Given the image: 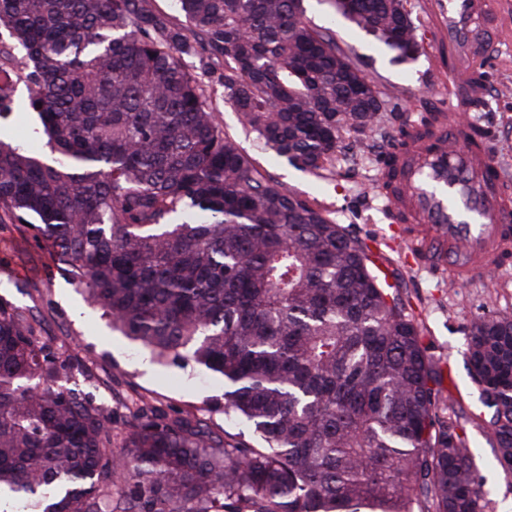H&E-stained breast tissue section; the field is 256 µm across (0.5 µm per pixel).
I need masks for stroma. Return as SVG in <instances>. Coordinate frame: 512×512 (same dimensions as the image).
Instances as JSON below:
<instances>
[{"label": "stroma", "mask_w": 512, "mask_h": 512, "mask_svg": "<svg viewBox=\"0 0 512 512\" xmlns=\"http://www.w3.org/2000/svg\"><path fill=\"white\" fill-rule=\"evenodd\" d=\"M429 0H409L411 18L423 36L414 60L399 63L384 44L338 15L329 0H305L312 26L329 30L337 45L356 60L372 80L391 124L412 123L420 113L436 112L448 96V87L433 73L436 45L430 35L434 16ZM183 64L200 75L208 100L223 125L255 165L272 180L303 193L322 207L349 236L365 243L383 259L389 283L398 284L407 312L416 321L423 344L443 376L444 414L465 430L474 470L482 490L483 512H512V474L496 464L495 451L482 426L485 410L468 382L467 341L472 321L480 316L512 313V265L495 275H479L463 284L449 285L447 274L424 266L408 246L402 225L391 221V203L380 188L378 155L388 148V132H377L375 154L364 159L346 155L329 171L312 173L295 168L263 148L255 133L240 125L224 101V88L207 56L186 55ZM483 94L471 105V124L487 129L494 164L512 182V37L495 42L481 71ZM24 83L11 93L18 112L0 117V131L10 143L48 156L43 135L36 133L35 113H21L27 101ZM0 296L21 307L33 319L41 336L73 350L92 372L79 387L96 403L111 410L122 424L128 407L145 400L168 416L192 415L217 441L254 442L242 420L209 410L211 399L222 397L224 382L197 367L180 369L154 362L150 352L112 329L99 307L51 265L49 250L37 239L28 221L0 223Z\"/></svg>", "instance_id": "35a3bbf8"}]
</instances>
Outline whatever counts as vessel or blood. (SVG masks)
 I'll return each mask as SVG.
<instances>
[{
    "label": "vessel or blood",
    "instance_id": "1",
    "mask_svg": "<svg viewBox=\"0 0 512 512\" xmlns=\"http://www.w3.org/2000/svg\"><path fill=\"white\" fill-rule=\"evenodd\" d=\"M435 70L457 107L481 96L472 72L488 55L495 34L512 32L507 0H448L447 16L434 25ZM463 121L440 118L430 138L397 154L391 179L393 210L412 230L428 267L465 281L503 267L512 249V191L489 160L488 150L466 137Z\"/></svg>",
    "mask_w": 512,
    "mask_h": 512
}]
</instances>
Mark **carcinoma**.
Instances as JSON below:
<instances>
[{
    "mask_svg": "<svg viewBox=\"0 0 512 512\" xmlns=\"http://www.w3.org/2000/svg\"><path fill=\"white\" fill-rule=\"evenodd\" d=\"M0 0V77L50 161L0 140V211L33 215L59 269L158 361L224 380L213 409L258 441L220 446L190 416L112 413L87 373L0 297V512H483L465 435L438 413L443 377L369 249L273 183L224 133L182 56L224 61L243 127L295 167L336 161L385 120L374 84L304 0ZM396 53L421 49L408 0H332ZM429 112L393 148L432 134ZM469 378L512 473V314L476 319Z\"/></svg>",
    "mask_w": 512,
    "mask_h": 512,
    "instance_id": "1",
    "label": "carcinoma"
}]
</instances>
